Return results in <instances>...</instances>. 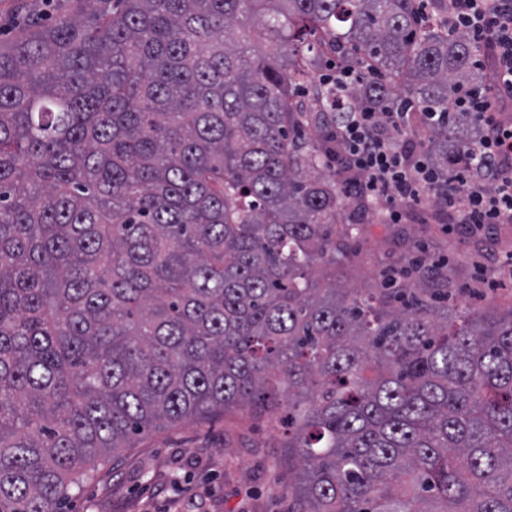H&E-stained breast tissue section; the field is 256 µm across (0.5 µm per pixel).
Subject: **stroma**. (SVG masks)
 I'll list each match as a JSON object with an SVG mask.
<instances>
[{
    "instance_id": "obj_1",
    "label": "stroma",
    "mask_w": 512,
    "mask_h": 512,
    "mask_svg": "<svg viewBox=\"0 0 512 512\" xmlns=\"http://www.w3.org/2000/svg\"><path fill=\"white\" fill-rule=\"evenodd\" d=\"M57 0H0V39L35 15L57 13ZM360 227L348 272L351 287H372L387 270L423 256L448 270V302L476 310L512 309V287L494 292L477 284L494 278L512 254V224L468 232L432 205L407 210L402 223L382 224L374 211L345 210ZM288 438L278 421L234 407L202 419L150 431L76 490L63 512H288Z\"/></svg>"
}]
</instances>
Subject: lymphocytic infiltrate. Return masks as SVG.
Wrapping results in <instances>:
<instances>
[{"mask_svg": "<svg viewBox=\"0 0 512 512\" xmlns=\"http://www.w3.org/2000/svg\"><path fill=\"white\" fill-rule=\"evenodd\" d=\"M448 30L470 38L474 67L491 75L486 85L461 90L447 111L423 115L429 126L464 115L480 127L470 147L449 152L447 168L435 167L413 135L407 99L390 112L358 108L327 138L340 146L358 194L381 208L384 223H399L405 207L426 205L437 193L453 223L473 231L511 224L512 120L500 110L512 102V0H448Z\"/></svg>", "mask_w": 512, "mask_h": 512, "instance_id": "obj_1", "label": "lymphocytic infiltrate"}]
</instances>
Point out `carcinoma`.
I'll use <instances>...</instances> for the list:
<instances>
[{
  "label": "carcinoma",
  "mask_w": 512,
  "mask_h": 512,
  "mask_svg": "<svg viewBox=\"0 0 512 512\" xmlns=\"http://www.w3.org/2000/svg\"><path fill=\"white\" fill-rule=\"evenodd\" d=\"M432 3L67 0L0 42V512L277 392L288 512H512V310L341 285L369 203L304 134L477 81ZM324 46L376 78L308 105ZM473 136L428 130L432 163Z\"/></svg>",
  "instance_id": "cac0c4a2"
}]
</instances>
